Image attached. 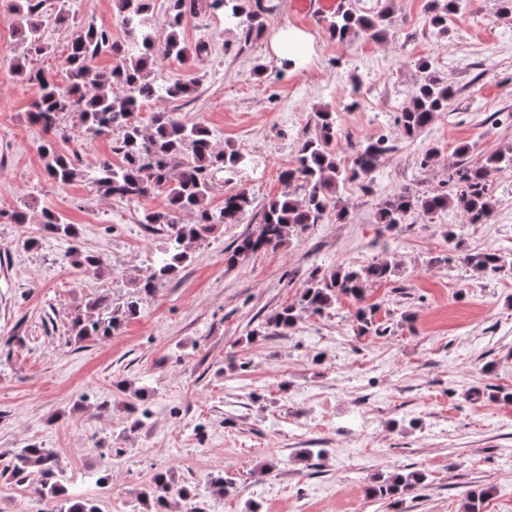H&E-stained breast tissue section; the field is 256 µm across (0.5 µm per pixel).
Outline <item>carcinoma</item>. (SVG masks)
<instances>
[{
  "mask_svg": "<svg viewBox=\"0 0 512 512\" xmlns=\"http://www.w3.org/2000/svg\"><path fill=\"white\" fill-rule=\"evenodd\" d=\"M199 0H169L166 32L157 36L154 23V0H114V6L126 34L122 43L112 41V33L92 25H76L68 4L46 7L48 0H13L10 24L25 44L26 55H42L49 51L45 30L74 28L65 58L66 84L56 81L51 73L27 71L22 59L14 60L13 71L39 86L40 94L32 103V114L47 133L58 132V117L75 114L79 128L90 135H115L112 152L121 162L109 158L98 164L93 179L98 192L120 199L137 200L161 191L167 195L170 212H143L140 223L166 225L168 245L161 258L142 275L132 280L134 290L122 301L112 303L95 298L85 304V310L73 322L78 339H106L118 332L130 316L140 311L143 296L170 279L179 268L192 261L194 245L205 240L218 224H239L252 206L253 198L242 187L244 168L250 163L247 156L230 145L214 149L210 131L203 125H189L176 110L158 109L141 121L136 112L146 103L156 100L179 99L190 91V84L181 78H159L158 61L175 58L189 62L208 53L204 41L195 48L188 47L181 37L187 14L196 9ZM430 24L435 28L448 26L449 18L460 8V0H431ZM207 6L224 14V23L239 30L243 42L260 36L266 26V15L273 7L263 0H206ZM394 10L387 5L376 14L367 16L350 9H339L328 29L340 41L385 40L393 34ZM111 55L116 64L108 74L94 68L95 60ZM454 91L447 84L428 76L416 84L408 96V104L400 113L399 123L405 136L413 137L430 125L440 112L448 109ZM316 133L300 144L295 163L280 172L282 190L262 206L260 224L240 239L230 263L257 252L277 249L290 237L331 215L344 223L349 212L341 205L339 186L346 182L366 181L368 174L389 151L385 140L379 138L359 146L357 166L347 167L337 159L338 129L330 108L316 112ZM45 172L55 182L67 185L78 176L70 156L59 152L54 143L45 141L40 148ZM512 168V147L498 149L478 163L460 162L448 173L454 192L433 190L422 195L403 189L386 198L378 209V223L393 230L405 223L412 213L435 219L448 208H461L468 220L488 218L496 209L489 190L492 176L504 168ZM235 186L224 196V206L209 207L211 191L217 182ZM190 212L195 223L181 224L174 213ZM40 223L51 233L76 239L75 225L45 208ZM66 258L69 263L87 273L102 271L103 261L81 249L74 242ZM462 264L477 273H496L503 270L501 257L493 252L459 255ZM394 263L384 253L367 265L339 267L329 273L314 269L308 276L298 305H288L265 320L269 328L288 330L297 322V310L321 315L343 297L356 303L355 320L359 333L370 331L377 335L386 329L375 321V305H361L368 288L389 280ZM4 469L25 481L38 475L35 493L52 503L49 512H100L92 499L68 496L57 478L55 453L50 448L29 445L15 448L1 458ZM425 480L417 471L396 474L379 484L368 487L372 497L391 499L414 491ZM156 500L168 498L170 492L187 497L184 487H176L163 475L154 478Z\"/></svg>",
  "mask_w": 512,
  "mask_h": 512,
  "instance_id": "obj_1",
  "label": "carcinoma"
}]
</instances>
